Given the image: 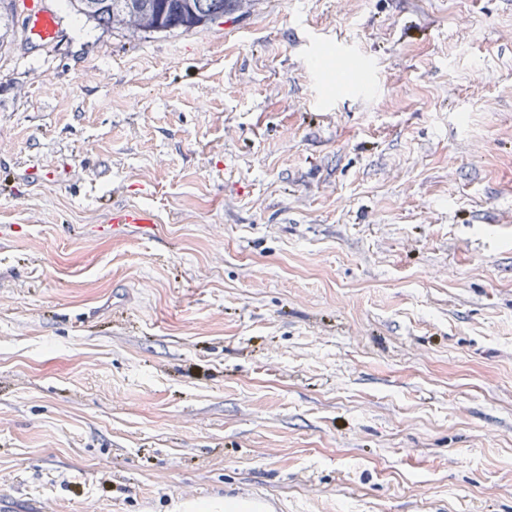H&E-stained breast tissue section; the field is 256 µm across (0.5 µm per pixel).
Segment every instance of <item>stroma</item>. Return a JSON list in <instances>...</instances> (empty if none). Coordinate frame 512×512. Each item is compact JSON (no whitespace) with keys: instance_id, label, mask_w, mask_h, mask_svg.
I'll return each mask as SVG.
<instances>
[{"instance_id":"obj_1","label":"stroma","mask_w":512,"mask_h":512,"mask_svg":"<svg viewBox=\"0 0 512 512\" xmlns=\"http://www.w3.org/2000/svg\"><path fill=\"white\" fill-rule=\"evenodd\" d=\"M46 4L50 54L0 5V507L512 512V0ZM78 14L102 29L143 35L197 31L243 13L239 0H68ZM152 221L149 212L139 208H124L112 212V223L115 225L140 227Z\"/></svg>"}]
</instances>
